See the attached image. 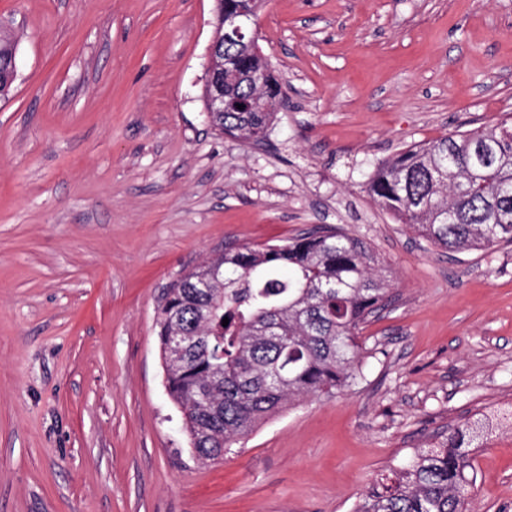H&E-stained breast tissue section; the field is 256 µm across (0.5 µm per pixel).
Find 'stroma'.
<instances>
[{
    "mask_svg": "<svg viewBox=\"0 0 512 512\" xmlns=\"http://www.w3.org/2000/svg\"><path fill=\"white\" fill-rule=\"evenodd\" d=\"M284 103L266 138L201 98L214 0H0V512H353L379 474L512 406V245L452 256L365 189L408 146L512 115V0H266ZM317 225L393 278L361 378L194 457L158 296L206 257ZM474 512H512V433Z\"/></svg>",
    "mask_w": 512,
    "mask_h": 512,
    "instance_id": "35a3bbf8",
    "label": "stroma"
}]
</instances>
